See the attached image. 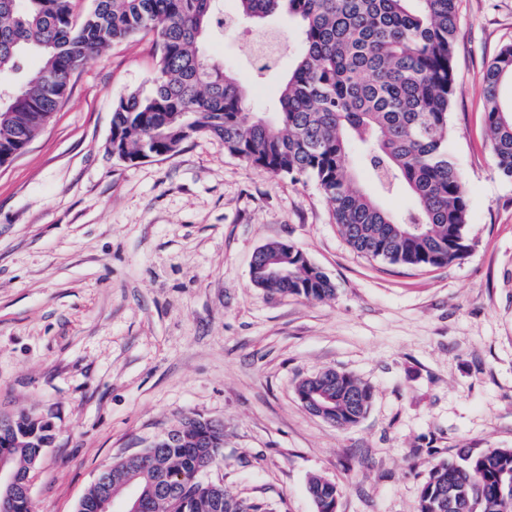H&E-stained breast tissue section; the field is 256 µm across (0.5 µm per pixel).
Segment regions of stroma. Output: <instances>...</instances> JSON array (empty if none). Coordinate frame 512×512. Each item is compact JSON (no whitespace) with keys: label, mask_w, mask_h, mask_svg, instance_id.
Here are the masks:
<instances>
[{"label":"stroma","mask_w":512,"mask_h":512,"mask_svg":"<svg viewBox=\"0 0 512 512\" xmlns=\"http://www.w3.org/2000/svg\"><path fill=\"white\" fill-rule=\"evenodd\" d=\"M448 151L469 202L468 251L419 269L354 252L311 181L275 177L200 136L123 162L112 106L149 91L156 35L106 47L74 73L51 119L0 166V416L49 420L28 477L33 512H77L96 474L186 415L224 425L212 478L274 512H416L429 470L458 448H512V178L485 126L483 72L512 43V0H460ZM291 50L270 68L243 24L201 50L273 113ZM288 241L331 279L323 301L256 288L261 246ZM373 402L341 429L305 409L297 382L324 369ZM308 491L316 506V512H336V503L340 488L336 482L322 478L312 477L308 484Z\"/></svg>","instance_id":"35a3bbf8"}]
</instances>
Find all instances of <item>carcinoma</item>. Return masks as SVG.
<instances>
[{"label":"carcinoma","mask_w":512,"mask_h":512,"mask_svg":"<svg viewBox=\"0 0 512 512\" xmlns=\"http://www.w3.org/2000/svg\"><path fill=\"white\" fill-rule=\"evenodd\" d=\"M74 0H0V75L39 57L12 97L0 103V166L10 162L61 106L74 70L111 43L157 32L160 52L149 95L131 92L112 111V156L124 162L177 152L209 135L243 162L274 176L314 181L332 205L347 244L376 260L442 267L468 249L469 205L462 174L448 154L449 110L457 94L458 0H236L230 24L295 21L301 47L279 89L274 118L247 111L242 80L199 53V42L224 31L220 0H94L81 20ZM512 79V43L483 74L485 123L499 172L512 178V108L499 102ZM358 152L376 192L355 185L347 159ZM402 194L391 209L378 194ZM284 267L271 278L267 267ZM252 284L307 300L335 295L330 278L290 242L259 249ZM306 409L315 399L329 423L350 428L372 401L369 385L325 369L300 380ZM174 435L109 465L78 512H98L109 494L140 495L139 512H272L203 474L223 455L224 427L184 418ZM54 440L51 424L20 414L0 418V460L20 485ZM316 512H336L340 488L313 477ZM417 512H512V448H460L438 461L421 485Z\"/></svg>","instance_id":"obj_1"}]
</instances>
